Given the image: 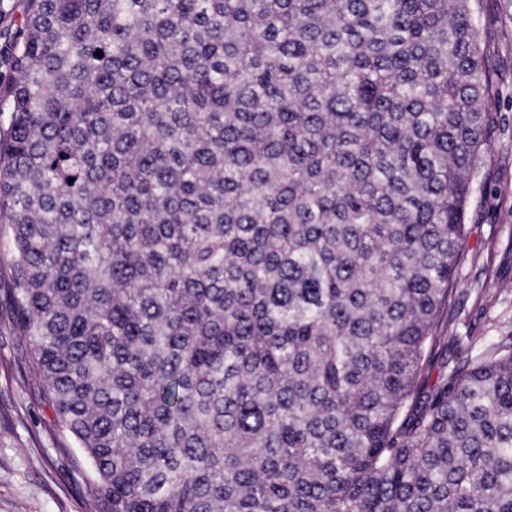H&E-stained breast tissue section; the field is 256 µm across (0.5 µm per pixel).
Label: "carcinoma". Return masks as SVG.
Here are the masks:
<instances>
[{
	"label": "carcinoma",
	"mask_w": 512,
	"mask_h": 512,
	"mask_svg": "<svg viewBox=\"0 0 512 512\" xmlns=\"http://www.w3.org/2000/svg\"><path fill=\"white\" fill-rule=\"evenodd\" d=\"M474 2L23 0L13 327L106 512H512V335L436 332Z\"/></svg>",
	"instance_id": "carcinoma-1"
}]
</instances>
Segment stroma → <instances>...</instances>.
Wrapping results in <instances>:
<instances>
[{
	"mask_svg": "<svg viewBox=\"0 0 512 512\" xmlns=\"http://www.w3.org/2000/svg\"><path fill=\"white\" fill-rule=\"evenodd\" d=\"M477 16L497 121L466 212V261L440 325L450 339L512 331V0H477ZM9 261L0 247V512H104L92 467L57 427L31 346L13 329Z\"/></svg>",
	"mask_w": 512,
	"mask_h": 512,
	"instance_id": "obj_1",
	"label": "stroma"
}]
</instances>
